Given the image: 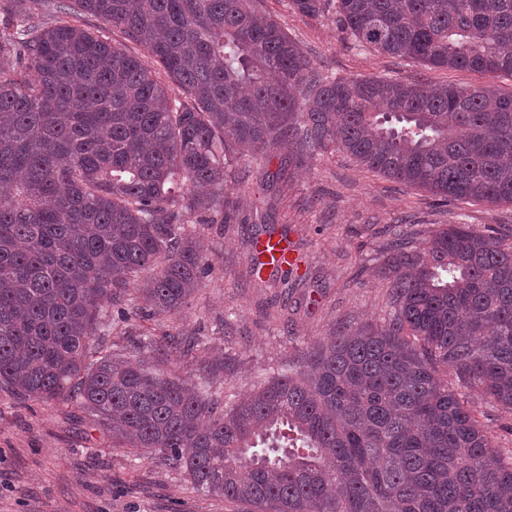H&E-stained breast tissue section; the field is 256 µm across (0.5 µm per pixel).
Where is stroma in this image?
<instances>
[{
	"mask_svg": "<svg viewBox=\"0 0 512 512\" xmlns=\"http://www.w3.org/2000/svg\"><path fill=\"white\" fill-rule=\"evenodd\" d=\"M329 77H384L405 83L512 91V77L432 68L354 45L334 14L304 17L291 0H261ZM279 147L251 162L229 187L232 220L190 216L189 231L207 246L199 290L176 314L114 326L113 354L153 369L207 378L214 391L241 395L300 363L327 335L382 322L387 287L377 273L388 242L422 245L443 224H467L512 240V204H441L431 194L359 165L345 152L317 150L302 167H281ZM287 236L300 266L257 277L255 238ZM192 336L190 352L136 349L141 336ZM492 448L512 455V413L464 394ZM0 512H243L241 504L192 488L185 474L147 451L116 448L108 434L71 405L23 403L0 387Z\"/></svg>",
	"mask_w": 512,
	"mask_h": 512,
	"instance_id": "35a3bbf8",
	"label": "stroma"
}]
</instances>
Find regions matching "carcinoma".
Here are the masks:
<instances>
[{"instance_id":"obj_1","label":"carcinoma","mask_w":512,"mask_h":512,"mask_svg":"<svg viewBox=\"0 0 512 512\" xmlns=\"http://www.w3.org/2000/svg\"><path fill=\"white\" fill-rule=\"evenodd\" d=\"M292 5L362 48L512 76V0ZM281 142L290 165L333 146L446 201L512 203V92L330 80L259 0H0V386L74 403L248 512H512V456L448 385L512 412V243L468 224L385 249L383 323L240 400L99 343L195 294L207 248L185 219L230 220L231 163Z\"/></svg>"}]
</instances>
